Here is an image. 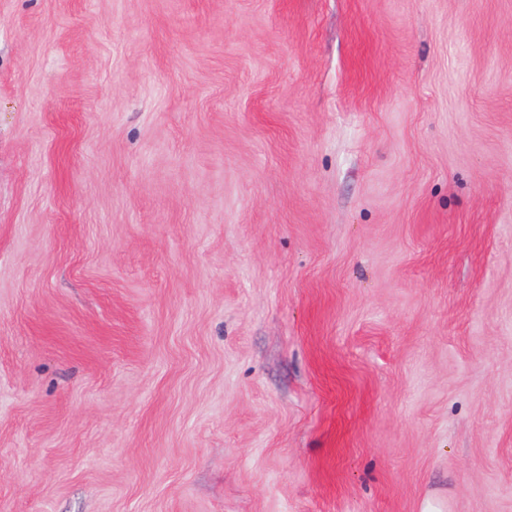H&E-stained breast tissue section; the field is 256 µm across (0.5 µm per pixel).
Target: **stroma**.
I'll use <instances>...</instances> for the list:
<instances>
[{
	"label": "stroma",
	"mask_w": 512,
	"mask_h": 512,
	"mask_svg": "<svg viewBox=\"0 0 512 512\" xmlns=\"http://www.w3.org/2000/svg\"><path fill=\"white\" fill-rule=\"evenodd\" d=\"M512 512V0H0V512Z\"/></svg>",
	"instance_id": "obj_1"
}]
</instances>
